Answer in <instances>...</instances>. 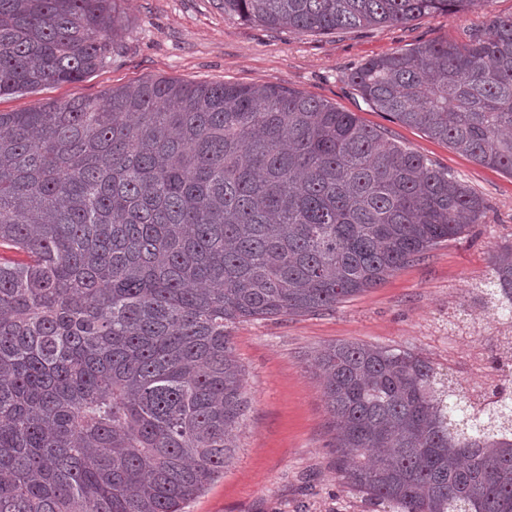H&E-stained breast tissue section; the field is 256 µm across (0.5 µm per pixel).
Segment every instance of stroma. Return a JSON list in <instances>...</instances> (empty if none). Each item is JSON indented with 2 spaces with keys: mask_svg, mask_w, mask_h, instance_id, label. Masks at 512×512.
<instances>
[{
  "mask_svg": "<svg viewBox=\"0 0 512 512\" xmlns=\"http://www.w3.org/2000/svg\"><path fill=\"white\" fill-rule=\"evenodd\" d=\"M122 6L129 27L109 67L74 83L2 97L0 112L94 98L158 77L282 85L355 113L486 200L482 223L334 309L229 328L249 407L234 459L183 512H378L332 467L331 418L310 358L328 345L354 342L412 351L475 389L498 379L486 364L495 325L470 288L488 274L496 248L512 242V176L370 108L346 76L368 58L413 44L466 40L490 19L512 16V0H486L477 9L426 15L403 26L307 34L224 15L213 0H123ZM462 306L475 321L467 334L448 326Z\"/></svg>",
  "mask_w": 512,
  "mask_h": 512,
  "instance_id": "35a3bbf8",
  "label": "stroma"
}]
</instances>
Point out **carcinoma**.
Segmentation results:
<instances>
[{
	"instance_id": "obj_1",
	"label": "carcinoma",
	"mask_w": 512,
	"mask_h": 512,
	"mask_svg": "<svg viewBox=\"0 0 512 512\" xmlns=\"http://www.w3.org/2000/svg\"><path fill=\"white\" fill-rule=\"evenodd\" d=\"M486 0H216L304 34ZM118 0H0V97L112 64ZM363 101L512 175V16L367 59ZM485 199L281 85L155 78L0 112V512H181L233 459L230 324L330 310L482 222ZM24 254L26 262L10 257ZM477 297L512 370V243ZM314 362L336 475L388 512H512V379L407 350Z\"/></svg>"
}]
</instances>
